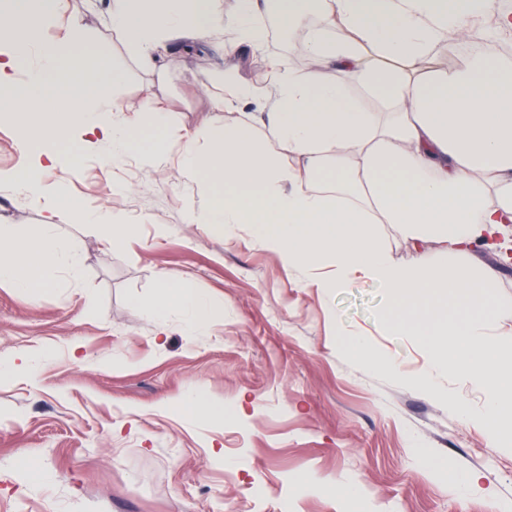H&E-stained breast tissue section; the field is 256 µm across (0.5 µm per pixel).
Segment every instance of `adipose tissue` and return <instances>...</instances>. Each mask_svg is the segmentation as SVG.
<instances>
[{
    "instance_id": "obj_1",
    "label": "adipose tissue",
    "mask_w": 512,
    "mask_h": 512,
    "mask_svg": "<svg viewBox=\"0 0 512 512\" xmlns=\"http://www.w3.org/2000/svg\"><path fill=\"white\" fill-rule=\"evenodd\" d=\"M272 0H240L223 15L216 0H107L105 18L122 33L129 54L155 69L160 41H182L231 32L223 50L232 54L265 39L258 19ZM289 27L299 33L311 61L305 78L279 65L275 85L259 116L263 134L242 123L189 138L183 163L223 185L191 223L216 233L248 225L255 240L291 268L332 266L337 281L367 279L388 288L398 306L392 329L428 341L434 358L423 385L452 372L481 388L482 424L492 446L512 445V365L491 344L512 335V309L490 288L492 271L468 263L476 248L500 259L512 254V67L491 56L450 70L432 56L462 21L479 25L496 16L512 31V13L498 0H281ZM336 25L304 29L306 12ZM108 57L93 44L63 0H7L0 5V113L19 116L72 86L74 114L83 146H108L113 161L132 153H155L144 145L142 123L158 131L168 114L145 102L139 115L107 110L103 80ZM357 84L362 96L350 93ZM68 120L52 112L28 144L30 167L0 172V189L44 199L45 222L37 237L0 225V282L30 293L53 284L60 270L81 271L77 244L56 231L75 220L95 224L98 214L64 192L47 187L44 173L60 156ZM332 170L325 188L314 176ZM388 224L414 249L441 245L452 265L421 259L392 262L370 227ZM148 313L163 320L179 312L190 334L210 328L213 305L189 277H159ZM457 323H449V314Z\"/></svg>"
}]
</instances>
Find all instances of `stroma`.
I'll list each match as a JSON object with an SVG mask.
<instances>
[{
	"instance_id": "obj_1",
	"label": "stroma",
	"mask_w": 512,
	"mask_h": 512,
	"mask_svg": "<svg viewBox=\"0 0 512 512\" xmlns=\"http://www.w3.org/2000/svg\"><path fill=\"white\" fill-rule=\"evenodd\" d=\"M68 5L108 50L111 106L130 112L156 98L170 104L171 128L164 159L116 166L69 142L45 175L124 230L111 245L94 227L60 224L80 246L79 277L61 272L35 297L0 283V512H512V446H489L479 424L459 419L455 402L484 409L461 376H436L432 395L418 386L434 350L388 328L386 288L319 287L328 269L288 268L248 226L227 237L188 221L215 189L204 173L179 170L186 138L261 111L258 99L225 107L227 77L255 82L274 57L305 77L303 44L269 37L223 57L214 35L150 72L103 25L100 0ZM41 207L0 191V225L38 234ZM372 230L395 263L445 259L434 244L414 250L390 225ZM163 274L193 278L216 305L208 333L189 334L179 313L161 323L146 313ZM340 328L395 372L344 354ZM192 394L241 399L245 410L192 413L182 405ZM417 448L478 473L481 491L419 466ZM23 459L39 465L40 482ZM303 473L357 483L363 499L301 492Z\"/></svg>"
}]
</instances>
